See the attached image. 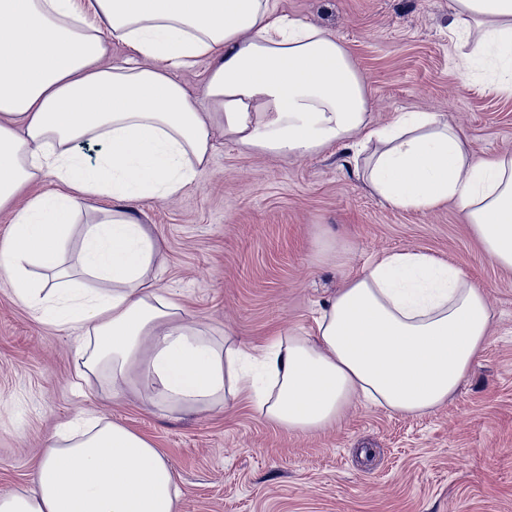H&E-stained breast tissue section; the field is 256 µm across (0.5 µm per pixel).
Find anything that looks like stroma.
I'll use <instances>...</instances> for the list:
<instances>
[{
  "label": "stroma",
  "mask_w": 512,
  "mask_h": 512,
  "mask_svg": "<svg viewBox=\"0 0 512 512\" xmlns=\"http://www.w3.org/2000/svg\"><path fill=\"white\" fill-rule=\"evenodd\" d=\"M349 49L375 123L437 112L478 154H512V92L457 60L449 0H278ZM138 217L164 251L157 286L187 318L244 345L314 331L319 308L373 260L418 250L484 289L494 333L437 413L361 404L297 435L241 403L202 412L118 400L79 384L77 333L37 319L0 279V494L30 487L47 439L85 409L149 437L182 489L178 512H512V269L479 249L454 206L384 205L340 148L297 160L216 138L194 183L145 199Z\"/></svg>",
  "instance_id": "obj_1"
}]
</instances>
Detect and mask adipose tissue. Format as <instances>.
Instances as JSON below:
<instances>
[{
	"label": "adipose tissue",
	"instance_id": "obj_1",
	"mask_svg": "<svg viewBox=\"0 0 512 512\" xmlns=\"http://www.w3.org/2000/svg\"><path fill=\"white\" fill-rule=\"evenodd\" d=\"M452 7L467 35L461 67L493 69L512 89V0ZM112 40L130 56L106 66ZM203 58L195 99L178 73ZM219 132L283 158L342 147L384 203L454 204L483 252L512 269V157L475 155L436 112L376 124L346 47L276 0H0V211L12 214L0 277L40 321L81 330L78 378L168 408L244 398L292 434L341 424L357 402L407 416L446 405L492 313L480 286L431 255L374 260L328 300L313 335L249 348L189 323L157 288L161 245L135 205L191 185ZM85 211L96 221L79 223ZM31 483L1 495L0 512H178L181 498L147 437L84 410L49 439Z\"/></svg>",
	"mask_w": 512,
	"mask_h": 512
}]
</instances>
